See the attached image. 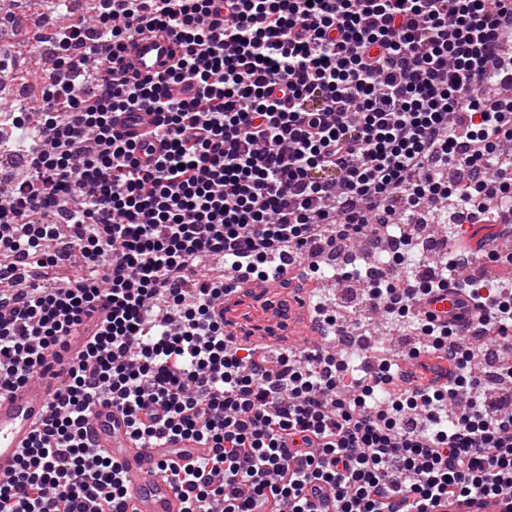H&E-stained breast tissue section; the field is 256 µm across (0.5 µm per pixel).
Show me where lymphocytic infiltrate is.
Masks as SVG:
<instances>
[{"label":"lymphocytic infiltrate","mask_w":512,"mask_h":512,"mask_svg":"<svg viewBox=\"0 0 512 512\" xmlns=\"http://www.w3.org/2000/svg\"><path fill=\"white\" fill-rule=\"evenodd\" d=\"M95 21L47 17L58 57L40 94L12 104L0 153L28 157L0 186V395L42 371L95 312L0 512H128V476L92 453L101 399L141 443L199 438L210 456L160 469L183 512H432L442 499L512 500V413L469 366L485 349L417 310L453 288L488 328L512 326V283L474 288L461 260H411L413 235L364 293L403 353L365 355L347 376L329 349L261 346L225 329L222 280L197 275L233 257L266 280L293 252L350 238L379 245L394 223L459 196L486 214L512 198V83L500 31L505 0H95ZM168 31L183 53L129 79L128 42ZM183 84L185 97L171 94ZM152 115L142 142L114 113ZM66 238L82 263L61 288L47 250ZM434 353L446 382L405 371Z\"/></svg>","instance_id":"lymphocytic-infiltrate-1"}]
</instances>
